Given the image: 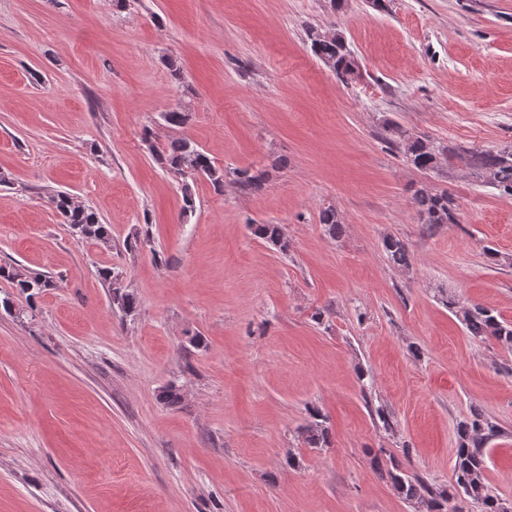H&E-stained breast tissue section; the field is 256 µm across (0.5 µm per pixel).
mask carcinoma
I'll list each match as a JSON object with an SVG mask.
<instances>
[{
    "label": "carcinoma",
    "instance_id": "cac0c4a2",
    "mask_svg": "<svg viewBox=\"0 0 512 512\" xmlns=\"http://www.w3.org/2000/svg\"><path fill=\"white\" fill-rule=\"evenodd\" d=\"M310 49L313 54L332 69L337 78L346 83L352 79L355 62L344 37L339 33L326 34L315 27L307 31ZM163 122L172 127H181L189 119V112L180 108L161 114ZM399 141L404 143L407 161L421 171L437 167L440 152L421 137H413L397 126L394 129ZM151 156L161 168L182 177L183 213L195 209V197L191 183L201 177L210 182L213 189L224 192V183L231 181L243 190L257 191L266 180V172L251 171L248 168L233 170L215 165L214 161L193 141L178 138L158 146L145 137ZM476 168L488 176L489 182L500 191L512 195V152L508 150H481L472 153ZM414 203L419 221L429 227L455 222L454 201L443 191L434 193L420 187L414 191ZM52 206L64 217L65 223L75 235L100 242L109 240V225L105 224L91 207L80 205L65 192L50 197ZM319 223L325 231L334 236L341 230L342 221L333 208H326L319 214ZM253 235L279 248L288 250V239L280 224H252ZM384 252L390 264L408 267L411 256L407 245L396 236L387 235L382 240ZM100 277L108 282L112 290V303L118 309L130 313L136 308V296L124 288L122 274L112 268H104ZM0 278L10 282L19 293L33 299L54 286L53 280L45 274L28 271L13 265H0ZM448 308L453 310L475 337L493 339L506 348L512 349V322L499 318L490 308L479 304L468 305L453 296H448ZM311 421L303 430L304 444L309 448H323L329 444L327 417L314 411ZM502 429L493 418L479 411L456 424L457 448L453 475L455 493L468 500L477 512H501L502 499L489 487L485 475L486 447L491 440L500 436ZM395 491L406 501L425 509V512H455L448 507L452 495L445 489L426 484L423 480L411 477L401 469L382 473Z\"/></svg>",
    "mask_w": 512,
    "mask_h": 512
}]
</instances>
